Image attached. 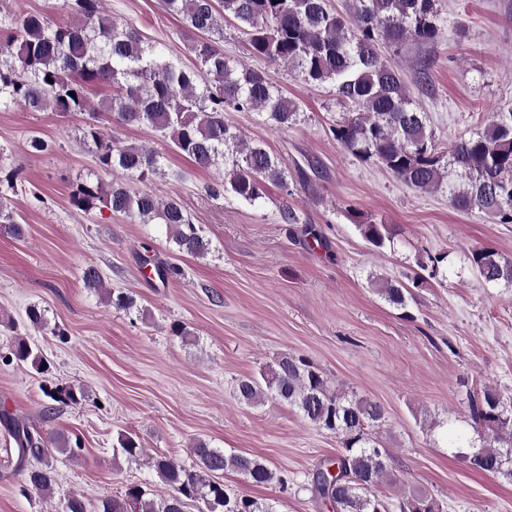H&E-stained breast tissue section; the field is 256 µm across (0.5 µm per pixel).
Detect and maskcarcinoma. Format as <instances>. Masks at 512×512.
Here are the masks:
<instances>
[{
    "instance_id": "carcinoma-1",
    "label": "carcinoma",
    "mask_w": 512,
    "mask_h": 512,
    "mask_svg": "<svg viewBox=\"0 0 512 512\" xmlns=\"http://www.w3.org/2000/svg\"><path fill=\"white\" fill-rule=\"evenodd\" d=\"M82 24L53 23L38 14H3L0 32L12 40L0 47V106L22 102L33 112H89L79 140L94 149L97 170L116 177L103 190L85 180L72 202L79 209H106L140 224H162L177 252L202 256L209 243L180 201L161 198L133 184L162 172L160 156L144 146L124 145L104 135L98 113L86 96L92 84H108L116 94L101 105L119 126L145 125L170 141L202 169L222 168L207 186L214 197L230 196L252 203L265 196L267 183L288 185V168L261 143L244 139L225 117L258 112L270 125L286 130L298 121L300 105L280 91L267 74L224 55L215 39H224V21L234 20L254 57L284 64L304 83L329 85L346 117L330 128L333 138L363 162L377 163L411 189L429 193L448 186V199L462 212L478 211L499 224H512V104L497 107L478 130L453 141L440 154L426 113L402 72L380 46L412 43L433 46L442 37L444 20L438 0H345L338 12L330 0H161L163 10L179 17L198 36L191 45L196 66L177 55H164L133 26H120L105 13L101 0H64ZM0 224L15 221L0 194ZM376 249L389 241L384 224L358 225ZM472 269L485 282L512 288V259L491 249L471 253ZM84 287L118 310L130 311L136 300L108 288L99 271L88 267ZM389 304L407 307V288L392 280L377 284ZM48 371L36 344L19 336L0 358ZM53 402L78 405L86 391L66 384H43ZM237 399L248 406L272 397L296 408L310 424L336 434L343 451L329 459L313 479L315 494L334 512H389V503L370 493L389 474L386 451L372 430L386 420L384 406L371 398L333 389L321 371L303 357L284 355L257 376L236 384ZM469 417L483 445L458 452L467 466L512 480V409L496 389L485 385L469 395ZM0 426L13 439L20 491L45 496L55 484L54 452L82 451L80 439L43 438L16 415L0 411ZM114 449L137 461L144 450L130 433ZM193 466L157 454L147 465L171 493L160 500L140 484L128 485L119 497L101 501L95 512H273L246 495H230L219 475L249 471L254 485L284 484L263 461L243 453L227 454L198 440ZM36 461L31 465L30 461ZM400 512H442L428 493L414 490L398 501Z\"/></svg>"
}]
</instances>
